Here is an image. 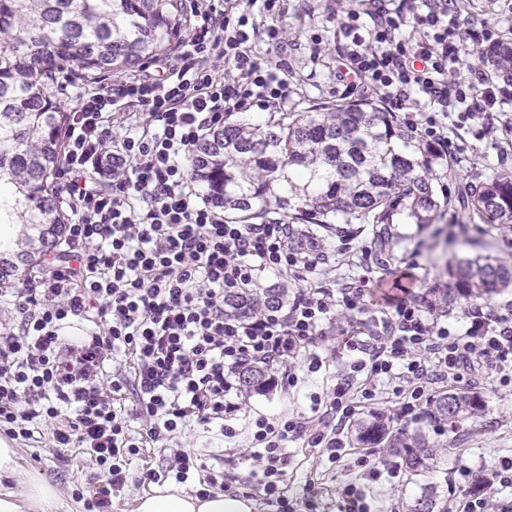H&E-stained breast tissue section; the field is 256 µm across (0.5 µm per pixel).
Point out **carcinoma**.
<instances>
[{"instance_id":"cac0c4a2","label":"carcinoma","mask_w":512,"mask_h":512,"mask_svg":"<svg viewBox=\"0 0 512 512\" xmlns=\"http://www.w3.org/2000/svg\"><path fill=\"white\" fill-rule=\"evenodd\" d=\"M186 0H0V288L25 281L63 238L54 175L63 159L66 113L50 92L59 74L82 82L123 75L171 52L188 28ZM495 75L512 81V42L482 53ZM444 164L414 131L382 104L336 100L297 112H270L262 124L224 118L194 150L193 176L224 217L252 224L275 209L296 224L372 225L380 243L398 220L431 224L445 206L432 171ZM469 216L512 228V170L468 185ZM452 283L434 288L426 304L485 300L512 285V266L490 257L463 258ZM285 289L256 288L224 296V314L247 318L283 304ZM267 368L249 365L240 381L250 392L266 385ZM433 417L458 425L484 405L467 391L440 392ZM360 444H385L401 458L419 493L404 512H448L431 475L442 448L422 435L393 432L371 412L355 424Z\"/></svg>"}]
</instances>
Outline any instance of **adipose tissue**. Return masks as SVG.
<instances>
[{
	"instance_id": "obj_1",
	"label": "adipose tissue",
	"mask_w": 512,
	"mask_h": 512,
	"mask_svg": "<svg viewBox=\"0 0 512 512\" xmlns=\"http://www.w3.org/2000/svg\"><path fill=\"white\" fill-rule=\"evenodd\" d=\"M19 475L21 494H0V512H49L58 501V489L40 475L29 472L19 474L17 451L0 440V474ZM253 500L221 492L198 498L169 488L139 498L136 512H254Z\"/></svg>"
}]
</instances>
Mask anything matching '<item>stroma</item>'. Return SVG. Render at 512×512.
I'll return each instance as SVG.
<instances>
[{"instance_id":"1","label":"stroma","mask_w":512,"mask_h":512,"mask_svg":"<svg viewBox=\"0 0 512 512\" xmlns=\"http://www.w3.org/2000/svg\"><path fill=\"white\" fill-rule=\"evenodd\" d=\"M353 2L288 0V13L282 21L287 33L284 48L278 50L257 43L260 56L288 60V79L294 89L289 110L343 98V87L336 80V48L343 41L339 12ZM448 151L454 156L455 175L437 180L435 186L438 195L449 196L452 204L435 223L394 225L392 244L384 250L366 224L328 231L313 225H296L297 233L316 236L324 245L326 264L320 275L304 281L264 277L263 287H285L293 293L304 287L334 290L343 283H352L365 289L368 309L374 313L402 301H417L429 289L447 287L448 272L462 256L488 253L512 264V228L469 222L463 208L468 182L512 169V132L500 127L485 137L480 124L470 122L450 133ZM345 326V316H337L335 325L317 340L316 350L326 359L318 372L290 389L268 386L248 393L244 413L253 419L309 414L312 398L331 390L357 358L344 346L341 331ZM475 392L484 403V411L456 430L438 428L427 416L404 427L405 433L425 435L431 445L447 449L445 471L436 474L434 480L447 482L452 499L464 495V485L459 480L461 469L477 473L502 458L512 459V385L487 382L477 386ZM176 443L204 460L223 455L234 487L247 485L249 468L237 461L241 448L248 445L247 433H240L235 446L229 447L217 426L198 425L178 437ZM12 446L18 451L21 470L37 472L57 486L60 501L56 512H85L81 496L93 489L95 483L92 466L79 449L55 447L47 434L34 440H15ZM288 452L295 468L288 476L287 495L293 500L303 499L306 481H314L319 489L315 512H336L340 483L359 478L364 469L378 466L389 457L382 445L353 443L336 464L318 463L309 457L299 440L289 442ZM164 458L165 451L160 445H144L129 467L126 486L112 497V512H135L137 498L156 490L149 474L161 468ZM417 491L403 471L398 477L384 475L370 483L367 494L372 512H399L402 499Z\"/></svg>"}]
</instances>
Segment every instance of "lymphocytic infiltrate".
<instances>
[{
  "instance_id": "obj_1",
  "label": "lymphocytic infiltrate",
  "mask_w": 512,
  "mask_h": 512,
  "mask_svg": "<svg viewBox=\"0 0 512 512\" xmlns=\"http://www.w3.org/2000/svg\"><path fill=\"white\" fill-rule=\"evenodd\" d=\"M190 9L191 32L172 55L82 88L68 112L57 180L71 220L32 285L0 290L16 315L0 331V432L30 440L47 430L56 447L81 449L102 479L85 506L112 512V495L145 443L200 424L236 437L227 420L241 409L242 367L282 368V382L296 386L295 362L311 373L322 367L312 347L337 311L365 316L367 339H345L363 380L336 384L319 425L286 416L250 425L252 492L295 512L285 491L288 442L304 440L335 463L357 408L380 395L395 398L396 420L413 423L434 384L512 383V305L470 304L456 331L407 302L368 316L363 288L347 284L297 291L287 307L248 318L225 316V294L258 288L262 275L316 273L321 246L277 220L226 219L190 171L193 149L225 115L287 105L285 60L254 51L259 41L282 43L287 0H190ZM340 30L337 81L378 93L440 155L449 122L482 123L512 103L511 86L479 68L458 69L497 43L496 23L459 31L448 0H357ZM76 325L80 338L65 339ZM130 390L136 435L122 408ZM150 477L203 498L230 488L223 456L207 463L181 448ZM511 487L512 463L490 466L463 512H512L499 497Z\"/></svg>"
}]
</instances>
